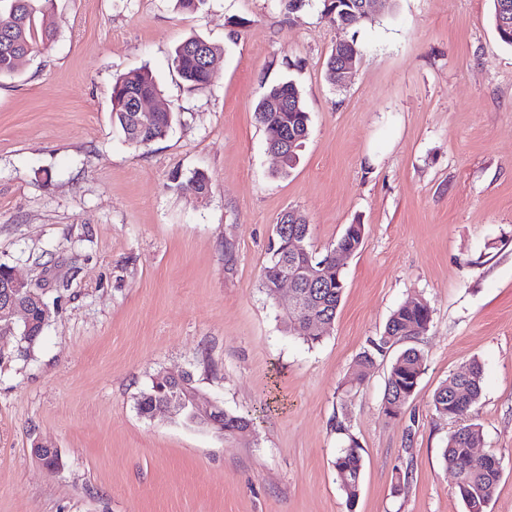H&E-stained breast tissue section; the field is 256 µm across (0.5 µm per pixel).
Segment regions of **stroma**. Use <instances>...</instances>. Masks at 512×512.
<instances>
[{
	"instance_id": "stroma-1",
	"label": "stroma",
	"mask_w": 512,
	"mask_h": 512,
	"mask_svg": "<svg viewBox=\"0 0 512 512\" xmlns=\"http://www.w3.org/2000/svg\"><path fill=\"white\" fill-rule=\"evenodd\" d=\"M493 0H394L342 27L321 0H47L53 37L0 79V264L55 310L31 350L0 332V512H467L442 452L435 390L483 366L479 453L501 459L487 512H512V47ZM197 34L220 53L188 93L172 66ZM359 53L347 86L326 60ZM145 67L174 114L146 147L112 123V84ZM293 80L310 115L282 173L254 107ZM206 198L186 184L196 172ZM300 211L317 251L365 228L335 322L310 345L262 285L278 217ZM233 260L225 262L224 249ZM431 310L424 372L383 412L395 359L354 382L399 306ZM161 372L191 373L230 412L223 436L135 408ZM346 433H338L336 423ZM62 451L43 469L34 440ZM363 473L348 499L335 458ZM361 448L355 440H350L346 448H342L340 453L336 456V471L344 483L348 481L360 480L362 471V456ZM345 483V487L349 493H354L357 487V482Z\"/></svg>"
}]
</instances>
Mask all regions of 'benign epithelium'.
I'll return each mask as SVG.
<instances>
[{"label": "benign epithelium", "mask_w": 512, "mask_h": 512, "mask_svg": "<svg viewBox=\"0 0 512 512\" xmlns=\"http://www.w3.org/2000/svg\"><path fill=\"white\" fill-rule=\"evenodd\" d=\"M355 55L344 54L336 63V72L332 78L337 85H345L348 80L351 64ZM5 274L6 288L0 289V330L14 328L19 330L21 341L32 344V340L40 335L51 318V311L44 301V289L21 278L8 267L0 268ZM291 292L289 310L295 315L294 325L300 330H316L321 322L309 314L308 301L300 290V284L291 274L280 275L275 293L283 288ZM152 391L163 395L159 402H153L151 409L143 411V416L152 418L160 412L172 415L187 414L192 418L193 425L212 430L224 412L223 407L207 398L191 386L186 374L174 376L161 374L153 379ZM34 457L41 465L53 462L54 469H59L62 462L61 449L46 441H38L32 448Z\"/></svg>", "instance_id": "obj_1"}]
</instances>
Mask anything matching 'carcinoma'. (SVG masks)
<instances>
[{"label":"carcinoma","mask_w":512,"mask_h":512,"mask_svg":"<svg viewBox=\"0 0 512 512\" xmlns=\"http://www.w3.org/2000/svg\"><path fill=\"white\" fill-rule=\"evenodd\" d=\"M40 1L49 0H0V77L14 76L19 73L31 54L38 36L51 37L47 29H37L36 13ZM206 46L207 55L215 57L219 48L199 35H192L179 43L174 51V63L187 91L195 92L206 88L212 79L210 72L199 59L194 47ZM160 90L152 73L146 69L130 71L115 78L112 86V122L124 136L126 142L134 146H147L168 133L174 115L167 109H158L150 125L141 128L136 123L133 102L139 99L159 97ZM255 116L265 128L268 138L273 139L283 133L299 138L297 150L283 152L282 172L288 173L299 159V148L303 147L306 127L310 116L306 111L301 92L290 79L271 85L256 104ZM300 223L288 219V223L277 221L274 227V245L271 246L270 265L264 270V286L268 292L277 287L279 276L283 273L294 275L302 287H307V269L320 266L322 281L317 290L326 297V301L312 308V315L332 323L336 319L344 287L336 285V250H359L363 243V225H348L337 241L336 246L318 255L310 245V228L304 217ZM296 233L303 238L305 246L302 252L288 250V235ZM430 308L427 305L408 308L398 307L389 317L381 334L370 340V346L358 357L373 366L384 358L396 344L407 342L422 334L429 319ZM424 370V356L414 346L403 348L391 364L382 404L401 402L405 405L407 391L418 383ZM483 367L477 360L449 377L438 387L433 396V408L441 418L455 423L448 437L443 458L448 468L459 474L460 484L457 493L467 506V512H486L495 488L501 478V472L493 469L486 461L475 460L470 449L476 447L482 438L479 424L474 422L478 414L482 394ZM251 419L231 412H224V434L233 436L236 431L249 425ZM336 471L344 481H354L361 477L362 456L355 440L342 449L336 456Z\"/></svg>","instance_id":"carcinoma-1"}]
</instances>
